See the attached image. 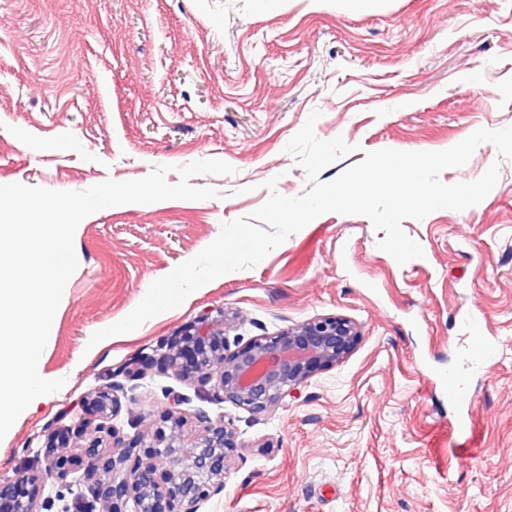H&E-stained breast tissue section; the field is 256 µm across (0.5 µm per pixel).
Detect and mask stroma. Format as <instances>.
<instances>
[{
    "mask_svg": "<svg viewBox=\"0 0 512 512\" xmlns=\"http://www.w3.org/2000/svg\"><path fill=\"white\" fill-rule=\"evenodd\" d=\"M320 139L353 152L442 151L480 128L512 126V0H0V184L83 191L160 165L219 159L234 174L197 175L207 200L130 203L78 225L79 262L41 355L65 386L34 399L0 439V474L35 467L58 416L95 387L123 385V432L184 394L230 420L238 449L205 512H512V158L480 144L444 183L499 180L479 204L407 219L424 255L398 264L361 215L323 214L256 266L229 272L135 331L89 346L153 281L249 216L276 179L307 176L285 150L311 113ZM240 343L321 316L362 338L274 411L205 399L163 370L162 345L207 311ZM484 318L502 347L471 376L475 405L457 426L438 379L460 357L461 323Z\"/></svg>",
    "mask_w": 512,
    "mask_h": 512,
    "instance_id": "obj_1",
    "label": "stroma"
}]
</instances>
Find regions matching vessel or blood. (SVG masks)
I'll use <instances>...</instances> for the list:
<instances>
[{"label":"vessel or blood","instance_id":"vessel-or-blood-1","mask_svg":"<svg viewBox=\"0 0 512 512\" xmlns=\"http://www.w3.org/2000/svg\"><path fill=\"white\" fill-rule=\"evenodd\" d=\"M468 331L467 361L463 369L449 372L443 383L448 394V402L461 409L471 408L474 395L469 385L473 372L485 371L490 361L497 358L499 348L494 340L487 336L481 315H470L466 321Z\"/></svg>","mask_w":512,"mask_h":512}]
</instances>
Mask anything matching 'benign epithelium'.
Returning a JSON list of instances; mask_svg holds the SVG:
<instances>
[{"instance_id": "1", "label": "benign epithelium", "mask_w": 512, "mask_h": 512, "mask_svg": "<svg viewBox=\"0 0 512 512\" xmlns=\"http://www.w3.org/2000/svg\"><path fill=\"white\" fill-rule=\"evenodd\" d=\"M226 316L206 312L167 344L164 364L210 399L252 414L280 406L317 373L341 363L355 349L361 327L342 316H324L291 325L273 335L255 336L231 349ZM124 387L100 385L78 402L80 420L54 430L44 464L36 470L0 475V512H203L224 490L236 432L224 418L196 413L200 431L183 434L186 398L163 392L168 408L151 431L125 433L113 424L122 410ZM93 430L86 445L78 441ZM82 470L92 479L91 498L68 502V477ZM55 496L44 495L46 486Z\"/></svg>"}]
</instances>
